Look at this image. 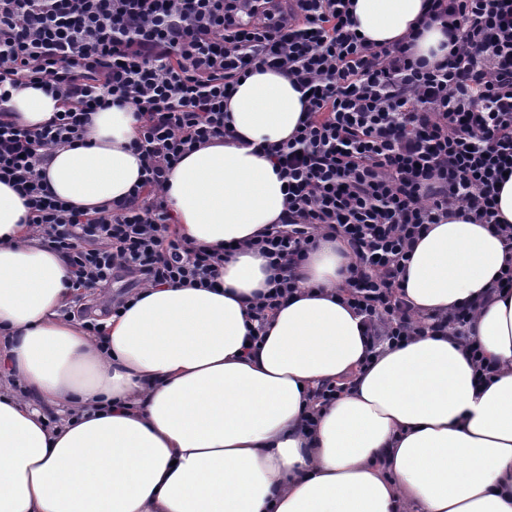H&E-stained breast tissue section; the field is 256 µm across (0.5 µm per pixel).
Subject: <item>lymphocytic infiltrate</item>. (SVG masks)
Masks as SVG:
<instances>
[{
    "mask_svg": "<svg viewBox=\"0 0 512 512\" xmlns=\"http://www.w3.org/2000/svg\"><path fill=\"white\" fill-rule=\"evenodd\" d=\"M351 0H0V182L25 200L33 234L63 255L73 288L127 275L159 286L215 284L223 252L180 236L164 198L172 168L229 136L224 103L258 67L306 92L288 142L264 150L287 184L279 223L247 243L273 272L256 320L294 292L316 239L341 240L354 262L341 287L375 344L452 333L478 377L492 368L469 328L473 305L448 317L409 309L401 276L429 225L464 210L512 243L499 185L512 175V0H430L448 36L438 62L413 40L358 36ZM36 86L61 110L36 129L8 102ZM131 105L141 180L89 214L50 194L55 149L83 140L93 112Z\"/></svg>",
    "mask_w": 512,
    "mask_h": 512,
    "instance_id": "obj_1",
    "label": "lymphocytic infiltrate"
}]
</instances>
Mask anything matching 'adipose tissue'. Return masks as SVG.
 <instances>
[{"instance_id":"obj_1","label":"adipose tissue","mask_w":512,"mask_h":512,"mask_svg":"<svg viewBox=\"0 0 512 512\" xmlns=\"http://www.w3.org/2000/svg\"><path fill=\"white\" fill-rule=\"evenodd\" d=\"M357 30L393 41L416 25V55L446 36L426 0H353ZM33 128L58 111L28 87L8 103ZM291 78L253 70L217 139L169 173L164 196L192 246L238 250L219 284L137 289L88 336L64 258L32 237L24 200L0 182V512H512V293L495 280L512 245L456 215L430 225L402 286L420 315L477 307L472 334L495 364L478 380L457 338L426 333L374 348L338 289L352 256L318 238L299 289L246 349L265 259L242 242L278 223L284 181L261 152L304 118ZM131 106L95 112L85 140L56 148L55 196L94 213L140 181ZM345 390L330 404L326 383ZM23 385L27 397L13 385ZM67 415L51 423L46 407ZM314 415V427L304 419Z\"/></svg>"}]
</instances>
